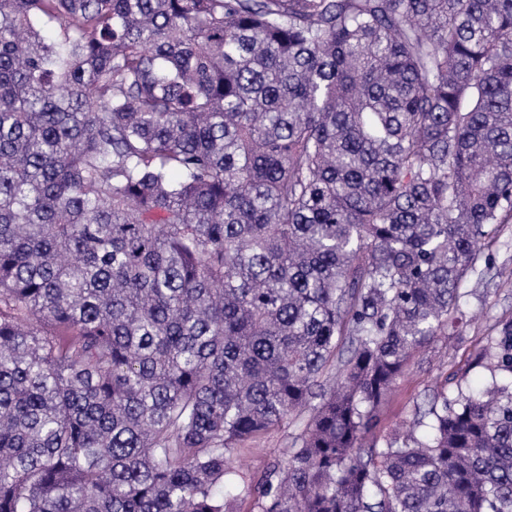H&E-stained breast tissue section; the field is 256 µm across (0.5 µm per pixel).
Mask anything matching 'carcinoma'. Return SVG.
<instances>
[{
    "mask_svg": "<svg viewBox=\"0 0 512 512\" xmlns=\"http://www.w3.org/2000/svg\"><path fill=\"white\" fill-rule=\"evenodd\" d=\"M511 221L512 0H0V512H512ZM487 253L494 258L493 264L486 266L481 260L462 286V291H468L469 295L460 302L465 313L461 334L441 336L416 355L380 407L378 434L405 433L424 392L443 385L447 377L450 398L460 382H466L467 387L485 384L483 370L473 366L475 355L493 335L496 321L512 316V288L502 285L512 273V221L499 227ZM500 268L502 276L496 278ZM288 422L264 438L246 445V448L252 449L239 455L234 463L236 468L243 472V475L259 474L274 459H286L292 436L303 428L304 416L293 417Z\"/></svg>",
    "mask_w": 512,
    "mask_h": 512,
    "instance_id": "1",
    "label": "carcinoma"
}]
</instances>
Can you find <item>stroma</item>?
<instances>
[{
  "instance_id": "1",
  "label": "stroma",
  "mask_w": 512,
  "mask_h": 512,
  "mask_svg": "<svg viewBox=\"0 0 512 512\" xmlns=\"http://www.w3.org/2000/svg\"><path fill=\"white\" fill-rule=\"evenodd\" d=\"M489 252L492 264L478 263L463 285L465 323L461 334L437 338L416 355L380 407L378 434L405 433L413 421L416 403L433 387L484 384V372L475 367L474 358L492 336L496 321L512 316V288L497 282L498 276L512 275V223L500 226ZM303 423V418H291L280 429L252 442L250 451L236 458V468L249 476L260 473L273 460L285 459L292 438L302 430Z\"/></svg>"
}]
</instances>
